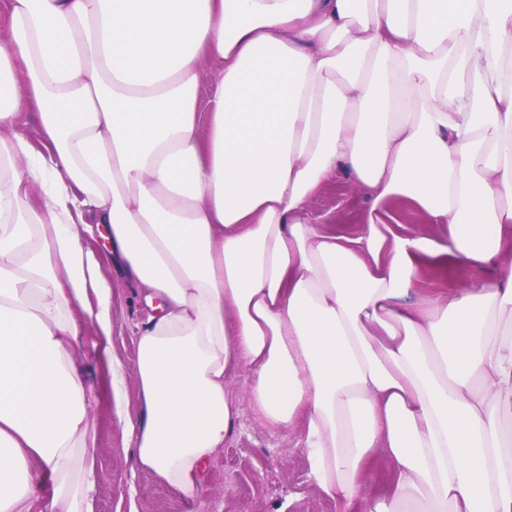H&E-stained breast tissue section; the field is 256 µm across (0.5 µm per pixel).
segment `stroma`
Segmentation results:
<instances>
[{"label": "stroma", "mask_w": 512, "mask_h": 512, "mask_svg": "<svg viewBox=\"0 0 512 512\" xmlns=\"http://www.w3.org/2000/svg\"><path fill=\"white\" fill-rule=\"evenodd\" d=\"M314 211L325 214V231L345 234L365 222L370 200L344 174L332 176L311 201ZM112 311V351L134 370L138 328L149 314L134 303L130 291L116 285ZM79 357L95 390L106 386L92 346ZM250 371L238 367L228 377L231 392L241 397V415L233 434L214 455L204 492L198 503L183 500L162 487L147 471L132 472L125 448L129 433L112 415L110 400L103 395L94 412L97 437V489L94 512H126L129 496H136L141 512H336L333 501L322 495L310 474V462L295 433L273 429L257 419L244 397Z\"/></svg>", "instance_id": "1"}]
</instances>
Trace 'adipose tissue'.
I'll use <instances>...</instances> for the list:
<instances>
[{
	"label": "adipose tissue",
	"instance_id": "1",
	"mask_svg": "<svg viewBox=\"0 0 512 512\" xmlns=\"http://www.w3.org/2000/svg\"><path fill=\"white\" fill-rule=\"evenodd\" d=\"M4 23L0 512H94L87 343L118 420L136 377L134 468L189 502L243 364L338 512H512V0H10ZM341 171L371 199L349 235L310 209ZM398 197L448 239L405 232ZM86 213L151 310L131 373ZM425 265L478 276L425 292ZM17 131L28 138L36 155H45L48 152L37 112H23L17 124Z\"/></svg>",
	"mask_w": 512,
	"mask_h": 512
}]
</instances>
